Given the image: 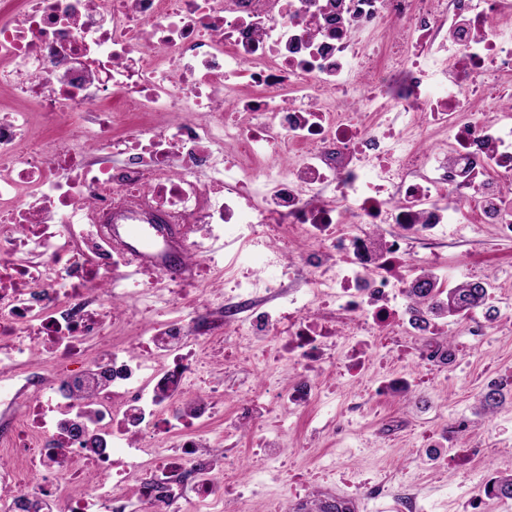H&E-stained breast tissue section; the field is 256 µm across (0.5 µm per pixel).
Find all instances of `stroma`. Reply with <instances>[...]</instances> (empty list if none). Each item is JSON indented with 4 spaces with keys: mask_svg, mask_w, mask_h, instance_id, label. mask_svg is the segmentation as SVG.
<instances>
[{
    "mask_svg": "<svg viewBox=\"0 0 512 512\" xmlns=\"http://www.w3.org/2000/svg\"><path fill=\"white\" fill-rule=\"evenodd\" d=\"M411 255L437 254L448 262V283L465 279V263L470 254H481L485 270L501 280L512 282V240L497 236L491 228L473 232L464 226H451L446 239L416 240ZM467 352L448 367V380L431 386L430 393L439 409L424 411L412 398L399 396L384 409L366 406L361 417L346 436L350 454L337 458L336 464L346 479L308 485L307 497L317 498L328 491L346 498L352 493L351 479L385 482L389 495L377 501L360 500L354 512H386L391 495L399 493L404 482L415 484L419 502L427 512H472L456 496V486L464 480V471L431 464L421 443L425 436L453 426L461 441L482 443L485 457L482 466L488 478L512 474V337L500 336L488 329L480 341L461 337ZM510 384L504 401L483 412L477 407L481 389L490 380ZM336 401L329 412L310 420L288 419V468L277 487L280 497L288 501L289 512H301L304 498L295 495V479L314 469L319 456L331 450L333 443L324 425L329 415L344 417L348 405L364 402L365 385L360 381L339 379Z\"/></svg>",
    "mask_w": 512,
    "mask_h": 512,
    "instance_id": "stroma-1",
    "label": "stroma"
}]
</instances>
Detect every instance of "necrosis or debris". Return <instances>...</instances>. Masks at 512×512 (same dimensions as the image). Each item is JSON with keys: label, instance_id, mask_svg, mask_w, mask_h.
<instances>
[{"label": "necrosis or debris", "instance_id": "4bbe7bcc", "mask_svg": "<svg viewBox=\"0 0 512 512\" xmlns=\"http://www.w3.org/2000/svg\"><path fill=\"white\" fill-rule=\"evenodd\" d=\"M0 95L35 105L0 113V512H258L225 438L280 475L329 375L415 387L367 377L403 339L447 380L446 274L408 240L512 239V0H29ZM150 211L200 277L130 262L112 227ZM229 335L266 387L228 415ZM451 464L481 503L478 452Z\"/></svg>", "mask_w": 512, "mask_h": 512}]
</instances>
